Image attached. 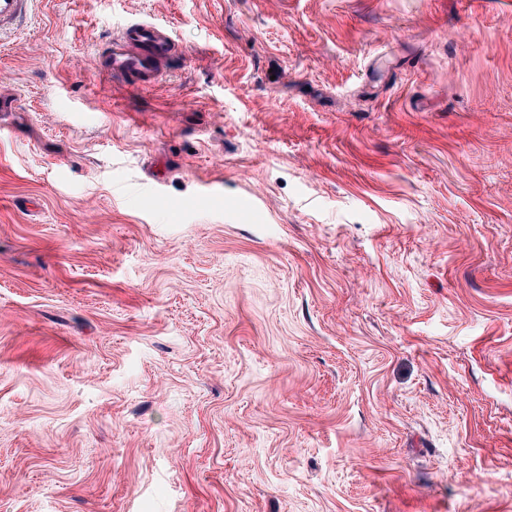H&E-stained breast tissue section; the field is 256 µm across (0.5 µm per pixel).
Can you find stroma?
Here are the masks:
<instances>
[{"label": "stroma", "instance_id": "obj_1", "mask_svg": "<svg viewBox=\"0 0 512 512\" xmlns=\"http://www.w3.org/2000/svg\"><path fill=\"white\" fill-rule=\"evenodd\" d=\"M0 512H512V0H37ZM181 53L165 28L148 21L123 24L112 41L98 52L100 70L110 76L130 77L144 84L160 81Z\"/></svg>", "mask_w": 512, "mask_h": 512}]
</instances>
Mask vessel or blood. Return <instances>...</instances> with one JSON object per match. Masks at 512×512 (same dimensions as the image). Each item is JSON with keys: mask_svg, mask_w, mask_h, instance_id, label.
Segmentation results:
<instances>
[{"mask_svg": "<svg viewBox=\"0 0 512 512\" xmlns=\"http://www.w3.org/2000/svg\"><path fill=\"white\" fill-rule=\"evenodd\" d=\"M32 0H0V33L12 30L25 18ZM181 49L165 28L148 21L123 24L98 54L100 70L110 76L130 77L154 84L165 75Z\"/></svg>", "mask_w": 512, "mask_h": 512, "instance_id": "b4317fda", "label": "vessel or blood"}]
</instances>
